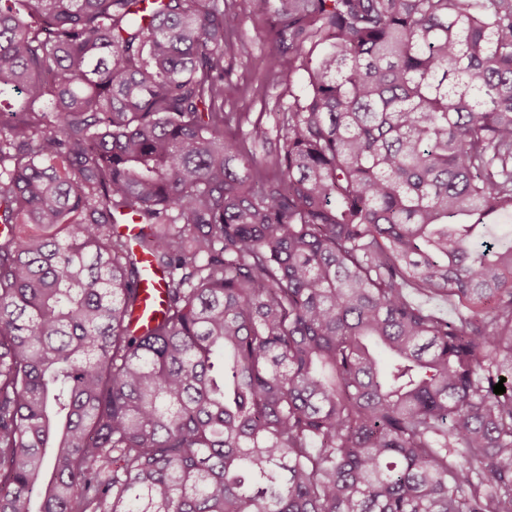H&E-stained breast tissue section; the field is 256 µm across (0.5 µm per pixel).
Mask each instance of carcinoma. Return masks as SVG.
Wrapping results in <instances>:
<instances>
[{
    "instance_id": "1",
    "label": "carcinoma",
    "mask_w": 512,
    "mask_h": 512,
    "mask_svg": "<svg viewBox=\"0 0 512 512\" xmlns=\"http://www.w3.org/2000/svg\"><path fill=\"white\" fill-rule=\"evenodd\" d=\"M249 7L260 159L236 0H0V512H512V0ZM247 1L237 0L241 9V23L231 45L224 47V79L238 84L242 93L238 98L224 102V111L247 115V121L240 130H233L236 136H244L251 129V124L260 118L269 130L272 142H275L278 133L273 112H280V106H288L291 100L289 92L301 94L305 72L297 68L300 59L287 52L283 55V79L265 77L262 59L270 50L268 29L271 17L252 13L247 8ZM163 278L164 276H162V274L150 268L141 285V288L143 289V296L145 297V306L148 305L149 318L154 315H158L163 309Z\"/></svg>"
}]
</instances>
